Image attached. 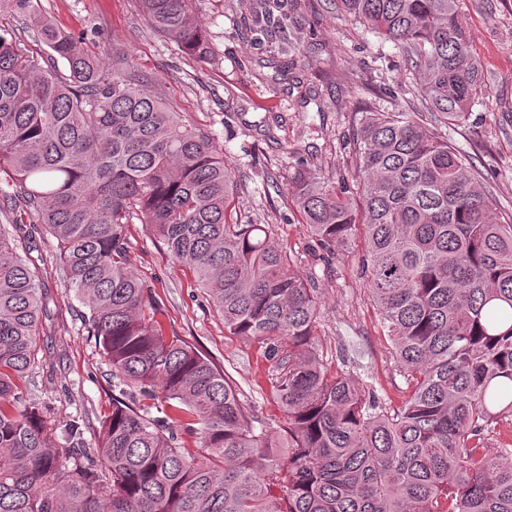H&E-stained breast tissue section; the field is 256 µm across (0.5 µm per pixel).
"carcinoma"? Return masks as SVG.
<instances>
[{
    "label": "carcinoma",
    "mask_w": 512,
    "mask_h": 512,
    "mask_svg": "<svg viewBox=\"0 0 512 512\" xmlns=\"http://www.w3.org/2000/svg\"><path fill=\"white\" fill-rule=\"evenodd\" d=\"M148 24L210 54L189 0H139ZM419 76L424 110L465 120L484 89L458 0H340ZM22 15L66 72L0 32V172L55 241L82 321L112 371L97 442L61 437L26 393L46 311L24 221L0 224V512H512V224L470 158L412 112L363 101L356 194L299 166L307 232L327 250L359 235L381 324L407 384L394 408L330 370L316 289L260 224L229 219L232 171L212 138L37 13ZM153 227L197 275L224 332L264 348L288 451L249 416L211 359L154 318L126 260V224Z\"/></svg>",
    "instance_id": "cac0c4a2"
}]
</instances>
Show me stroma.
I'll return each mask as SVG.
<instances>
[{
    "mask_svg": "<svg viewBox=\"0 0 512 512\" xmlns=\"http://www.w3.org/2000/svg\"><path fill=\"white\" fill-rule=\"evenodd\" d=\"M471 45L483 66L485 95L464 122L437 126L468 155L496 199L495 219L512 222V0H459ZM211 47L210 59L185 55L147 24L137 0H39L42 14L81 36L104 64L122 61L142 87L183 121L215 140L235 176L231 205L239 222L264 225L319 293L316 342L328 368L341 345L362 351L375 389L392 406L406 382L392 356L362 271L364 247L353 239L325 251L300 222L288 190L298 164L334 184L352 181L354 138L368 97L385 112L421 109L416 76L396 45L349 20L334 0H279L270 23H256V0H192ZM129 267L150 285L159 319L206 354L240 388L255 418L282 432L286 420L258 344L224 333V322L192 270L175 260L151 225L126 227ZM30 256L48 295L39 345L43 367L29 379L55 432L76 420L87 442L112 407V376L70 291L55 240L36 234Z\"/></svg>",
    "mask_w": 512,
    "mask_h": 512,
    "instance_id": "obj_1",
    "label": "stroma"
}]
</instances>
